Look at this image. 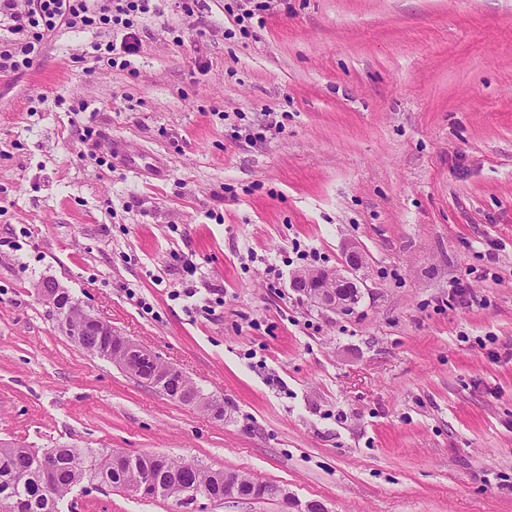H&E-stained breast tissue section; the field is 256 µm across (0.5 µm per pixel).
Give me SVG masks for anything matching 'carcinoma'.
Instances as JSON below:
<instances>
[{"label": "carcinoma", "mask_w": 512, "mask_h": 512, "mask_svg": "<svg viewBox=\"0 0 512 512\" xmlns=\"http://www.w3.org/2000/svg\"><path fill=\"white\" fill-rule=\"evenodd\" d=\"M57 316L60 323L80 332V335L70 337L72 342L92 353L101 349V337L84 333L92 325V313L66 306L57 309ZM159 369L160 365L156 363H136L129 374L151 385ZM33 457L27 448L0 445V512H62V505L73 487L87 478L128 488L144 479H155L160 485V490L154 493L156 497H172L168 486L175 480L193 489L198 487L215 500L228 496L224 489V472L206 470L191 462L171 459L168 470L162 473L156 468L151 454L127 455L117 460L111 453L61 446L50 450L48 473L45 474L32 469ZM45 482L51 486L48 494L40 491Z\"/></svg>", "instance_id": "cac0c4a2"}]
</instances>
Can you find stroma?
I'll list each match as a JSON object with an SVG mask.
<instances>
[{
    "mask_svg": "<svg viewBox=\"0 0 512 512\" xmlns=\"http://www.w3.org/2000/svg\"><path fill=\"white\" fill-rule=\"evenodd\" d=\"M242 2L156 0L123 70L63 28L0 73V440L160 453L296 512H512V0H274L247 33ZM350 243L352 312L292 290ZM45 279L223 417L71 342ZM67 503L285 510L91 481Z\"/></svg>",
    "mask_w": 512,
    "mask_h": 512,
    "instance_id": "1",
    "label": "stroma"
}]
</instances>
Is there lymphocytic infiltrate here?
<instances>
[{"instance_id":"1","label":"lymphocytic infiltrate","mask_w":512,"mask_h":512,"mask_svg":"<svg viewBox=\"0 0 512 512\" xmlns=\"http://www.w3.org/2000/svg\"><path fill=\"white\" fill-rule=\"evenodd\" d=\"M152 0H0V25L15 39L0 49V72L29 70L48 37L61 28L121 27L120 40L104 46L109 65L128 66L140 48L139 21L150 13Z\"/></svg>"}]
</instances>
